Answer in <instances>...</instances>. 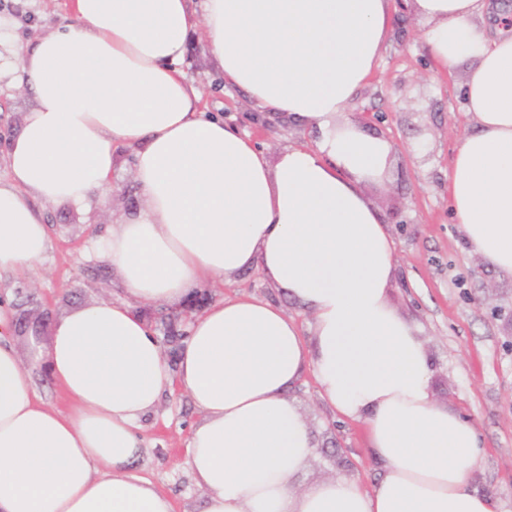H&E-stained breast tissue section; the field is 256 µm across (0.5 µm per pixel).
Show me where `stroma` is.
<instances>
[{
	"label": "stroma",
	"mask_w": 512,
	"mask_h": 512,
	"mask_svg": "<svg viewBox=\"0 0 512 512\" xmlns=\"http://www.w3.org/2000/svg\"><path fill=\"white\" fill-rule=\"evenodd\" d=\"M71 16V0H0V61H18L40 36L69 23ZM469 67L463 61L436 71L415 15L402 11L342 119L360 123L390 147L385 177L362 187L395 242L387 301L417 329L430 360L434 401L467 420L478 434L483 454L476 487L498 500L500 512H512V276L468 253L449 208L448 171L462 135L473 127L461 97ZM183 69L208 111L248 135L265 126L257 143L269 156L292 145H316L317 133L297 120L285 115L262 118L243 91L225 86L223 74L203 54L201 33L192 35ZM32 105L28 91L10 78L0 79L1 181L7 178L6 142ZM132 165V151L121 149L111 205L80 210L38 203L50 247L26 275L0 272V302L15 305L30 298L48 323L99 300L127 301L124 289L89 251L93 235L142 205ZM196 296L204 307L236 297L273 302L297 324L303 338L312 335L311 312L288 299L258 269L228 282L205 283ZM290 395L317 447L298 485L345 474L364 490H373L380 465L363 424L335 414L321 397L313 372H306ZM201 418L186 396L174 393L165 395L141 421L145 448L138 472L172 500L175 512H199L204 497L185 452L190 429Z\"/></svg>",
	"instance_id": "stroma-1"
}]
</instances>
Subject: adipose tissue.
Segmentation results:
<instances>
[{"label": "adipose tissue", "mask_w": 512, "mask_h": 512, "mask_svg": "<svg viewBox=\"0 0 512 512\" xmlns=\"http://www.w3.org/2000/svg\"><path fill=\"white\" fill-rule=\"evenodd\" d=\"M72 0L74 20L22 59L33 106L6 149L0 270L25 274L49 247L24 198L106 204L119 148L144 196L94 237L127 294L188 301L250 268L313 314L312 338L275 304L226 299L195 313L176 365L129 305L102 300L58 317L22 364L0 308V512H174L136 471L142 416L181 390L202 413L186 461L200 512H498L474 485L475 428L437 405L413 325L391 308L395 244L360 190L390 163L388 143L339 122L376 65L394 0ZM434 61L467 60L474 127L448 172L469 252L512 275V29L489 38L484 0H409ZM260 109L317 130L316 147L276 158L206 116L182 65L193 28ZM313 370L337 414L362 422L384 471L297 489L316 453L289 390ZM45 371L70 402L47 405Z\"/></svg>", "instance_id": "ef3b65f1"}]
</instances>
